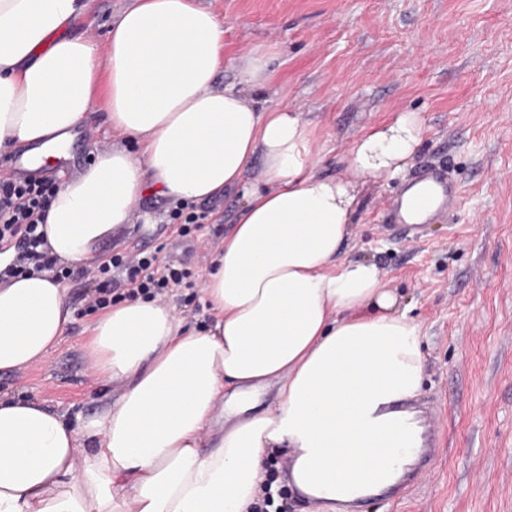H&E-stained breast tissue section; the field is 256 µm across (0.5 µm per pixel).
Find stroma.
I'll return each mask as SVG.
<instances>
[{
    "label": "stroma",
    "instance_id": "stroma-1",
    "mask_svg": "<svg viewBox=\"0 0 512 512\" xmlns=\"http://www.w3.org/2000/svg\"><path fill=\"white\" fill-rule=\"evenodd\" d=\"M224 26L217 85L235 82L242 58L270 52L269 104L300 110L320 151L317 170L356 183L360 204L340 258L384 272L385 290L407 306L423 355L416 402L440 435L430 465L412 467L400 498L366 497L353 512H512V0H198ZM70 28L105 45L132 0H85ZM106 79L93 90L90 126L76 130L65 178L111 147L103 105ZM404 112L425 122L423 141L402 173L374 182L348 156L367 129ZM450 169L464 189L460 210L402 236L387 220L389 201L427 166ZM241 200L228 194L200 231L179 236L172 199L140 196V219L101 250L138 248L187 268L191 287L161 298L185 325L205 329L213 314L202 291ZM87 280L67 282L74 313L61 342L39 362L0 373V395L38 399L63 419L93 415L105 392L87 348L95 313Z\"/></svg>",
    "mask_w": 512,
    "mask_h": 512
}]
</instances>
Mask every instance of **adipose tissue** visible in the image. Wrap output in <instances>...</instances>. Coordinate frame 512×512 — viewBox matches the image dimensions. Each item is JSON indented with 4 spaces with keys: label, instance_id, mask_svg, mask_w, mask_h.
<instances>
[{
    "label": "adipose tissue",
    "instance_id": "1",
    "mask_svg": "<svg viewBox=\"0 0 512 512\" xmlns=\"http://www.w3.org/2000/svg\"><path fill=\"white\" fill-rule=\"evenodd\" d=\"M82 12L81 0H0V148H25L35 165L65 155L102 72L108 124L139 147L99 152L60 186L51 252L93 260L148 184L196 203L237 189L242 204L204 275L211 328L183 331L153 300L120 302L88 338L98 380L124 382L118 398L74 427L39 400L0 397V512H252L273 448L293 449L292 480L323 512L364 481L391 484L406 458L377 411L417 393L423 358L377 265L337 261L356 185L317 176L298 110L255 99L266 52L217 88L224 26L197 0H134L103 56L68 32ZM422 132L419 113H402L365 131L349 165L395 178ZM258 161L264 180L246 186ZM71 320L58 283L0 284V373L42 360ZM269 386L274 403L253 413L250 396Z\"/></svg>",
    "mask_w": 512,
    "mask_h": 512
}]
</instances>
